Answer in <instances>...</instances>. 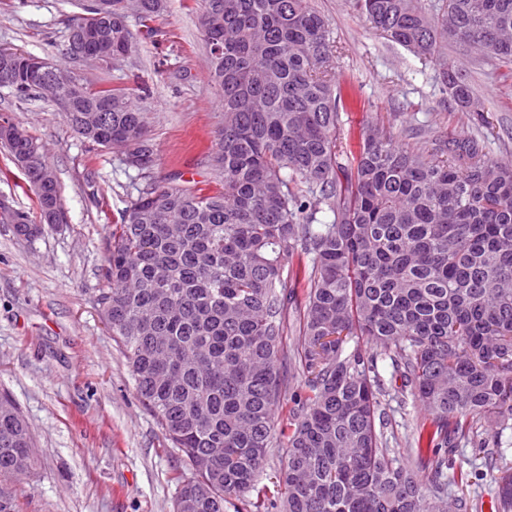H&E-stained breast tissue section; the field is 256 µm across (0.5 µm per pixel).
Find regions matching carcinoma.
Returning <instances> with one entry per match:
<instances>
[{"mask_svg":"<svg viewBox=\"0 0 512 512\" xmlns=\"http://www.w3.org/2000/svg\"><path fill=\"white\" fill-rule=\"evenodd\" d=\"M379 35L438 70L463 112L484 111L448 61L480 53L512 76V0H354ZM68 29L97 28L112 51L137 40L127 0L112 16L80 4ZM166 0H136L147 28ZM206 41L224 35L209 78L224 110L212 167L216 191L152 179L154 151L134 88L94 86L52 67L67 120L112 104L99 137L125 138L145 180L111 231L99 304L137 396L190 466L174 512H225L257 488L267 449L285 450L274 487L282 512H471L445 499L456 440L483 447L502 512L512 470L487 448L486 419L512 427V163L474 137L400 144L377 125L352 151L337 134L338 46L312 0H201ZM10 158L38 143L7 118ZM39 223L0 215L33 238L64 214L58 183L36 196ZM330 211L325 223L319 214ZM299 310L300 348L282 336ZM366 336L390 358L434 428V479L390 458L380 426L383 383ZM286 423L277 424L280 413ZM16 404L0 397V512H20L14 484L36 466Z\"/></svg>","mask_w":512,"mask_h":512,"instance_id":"cac0c4a2","label":"carcinoma"}]
</instances>
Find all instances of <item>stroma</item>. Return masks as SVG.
<instances>
[{
    "label": "stroma",
    "instance_id": "obj_1",
    "mask_svg": "<svg viewBox=\"0 0 512 512\" xmlns=\"http://www.w3.org/2000/svg\"><path fill=\"white\" fill-rule=\"evenodd\" d=\"M78 2L0 0V47L67 66L62 49ZM315 6L341 49L340 80L351 83L359 98L357 107L342 113L340 132L377 123L411 146L431 131L472 136L488 158L512 161V79L493 61L457 58L485 105L481 113L462 112L435 71L422 69L408 51L370 29L352 0H315ZM197 8L198 0H168L155 33L141 36L136 52L109 69L88 65L83 73L114 87L144 83L155 177L177 175L213 189L210 154L223 113L209 82ZM1 115L41 145L66 217L32 240L0 223V394L20 408L38 458L37 468L16 485L22 512H173L177 478L189 469L137 397L98 304L106 285L109 231L143 181L121 149L89 147L55 102L38 95L21 100L0 88ZM0 202L36 211L33 191L2 148ZM358 344L378 356L381 401L389 415L384 436L392 457L429 479L432 448L417 443L429 424L424 406L394 377L378 346L364 336ZM457 468L470 475L466 488L453 481ZM442 480L452 499L463 493L483 503L497 498L483 452L468 442L458 445L454 468Z\"/></svg>",
    "mask_w": 512,
    "mask_h": 512
}]
</instances>
